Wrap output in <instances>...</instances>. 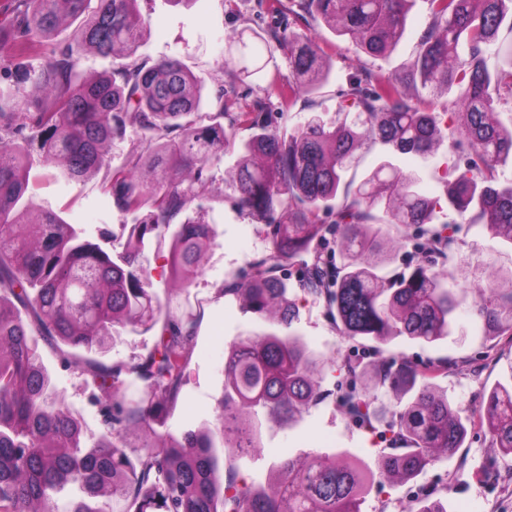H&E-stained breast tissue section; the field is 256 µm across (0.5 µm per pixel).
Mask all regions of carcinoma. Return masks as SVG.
Masks as SVG:
<instances>
[{"label": "carcinoma", "instance_id": "obj_1", "mask_svg": "<svg viewBox=\"0 0 512 512\" xmlns=\"http://www.w3.org/2000/svg\"><path fill=\"white\" fill-rule=\"evenodd\" d=\"M0 19V512H361L376 482L409 481L451 459L467 425L485 427L512 456V384L482 397L476 416H462L436 379L443 358L417 362L390 357L372 370L373 387L359 384L366 353L330 363L342 379L321 390L325 361L298 335L286 267L300 266V292L322 300L346 338L378 345L405 336L433 344L448 336L469 291L448 287L454 228L436 222L439 201L420 190L417 174L383 160L359 184H343L355 152L379 144L427 156L443 137L425 95L457 89V138L472 152L445 185L449 209L468 216L512 246V181L498 167L512 158V126L495 119L512 101V64L492 70L490 51L503 25L512 29V0H423L427 23L411 69L416 95L402 82L366 72L347 96L353 112L319 115L291 130L260 99L231 113L233 89L208 92L176 58L155 64L137 56L139 0H13ZM288 11L326 25L372 57L395 49L416 0H291ZM75 34L56 40L64 22ZM277 47L288 78L277 88L286 101L312 94L327 76L316 45L282 19L270 41H237L235 66L250 76ZM112 58L86 76L85 58ZM209 110L212 123L201 125ZM230 116L229 128L222 120ZM241 160L225 181L238 209L263 225L265 253L222 289L275 329L239 338L224 357L218 413L205 431L164 429L190 366L200 315L189 299H161L150 280L146 243L169 240L175 288L184 293L211 242L212 228L187 215L208 190L209 164L235 143ZM131 137L124 164L108 165V148ZM65 181L104 173L114 208L136 216L122 251L108 253L64 218V210L32 199L33 172ZM336 202V220L320 213ZM421 260L396 276L374 259L390 229ZM342 254L338 268L326 251ZM474 312L486 335L512 329V287L485 270L474 282ZM157 330L148 353L133 362L98 359L124 335ZM61 368H76L90 387L102 435L83 439L81 419L52 401V376L39 345ZM391 391L398 410H383L374 388ZM328 397L359 427L385 425L390 446L375 466L345 454H303L273 461L265 485L241 477L238 462L262 448L273 427L291 428ZM140 442H129L132 435ZM224 450L226 479L215 474ZM73 485L80 496L60 506ZM444 489L422 487L414 512H448ZM112 499V509L93 506Z\"/></svg>", "mask_w": 512, "mask_h": 512}]
</instances>
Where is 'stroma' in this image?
I'll use <instances>...</instances> for the list:
<instances>
[{
    "mask_svg": "<svg viewBox=\"0 0 512 512\" xmlns=\"http://www.w3.org/2000/svg\"><path fill=\"white\" fill-rule=\"evenodd\" d=\"M289 4L290 0H233L229 6L223 0H145L140 6L142 38L138 54L152 62L177 58L209 89L220 81L233 84L234 111H249L256 99H266L271 111L283 113L285 125L293 127L314 114L334 119L344 93L362 72L403 76L415 60L419 35L427 22L426 6L423 0H417L394 52L375 59L359 52L327 26L291 17L292 28L308 35L319 46L329 67V77L313 95L311 106L300 102L289 106L274 91L275 85L288 74V62L282 51L263 56V70L243 80L236 79L228 65L235 39L267 37L280 19V10ZM469 151L466 142L450 135L436 145L431 155L400 154L395 163L402 170L422 176L425 193L438 198L444 194L448 173ZM238 157L237 151L228 150L214 162L209 195L200 202L201 212L212 227L213 239L201 270L188 289L192 306L200 311L202 320L185 384L176 408L166 420L167 430L175 434L211 426L224 383L225 349L238 337L269 328L268 322L221 293L225 281L247 271L267 248L261 225L251 223L224 197V180ZM102 181L99 175L79 182L45 181L36 188L34 201L41 206H66L65 218L69 223L81 228L88 239L117 251L126 240L125 226L132 218L115 210L101 187ZM437 216L439 222L458 227L457 260L452 265L457 286L472 285L478 272L489 265L502 276L512 275V247L451 210L440 209ZM295 302L299 332L312 351L326 359L352 351V342L341 336L322 301L299 294ZM383 353L420 361H452V369L438 384L466 415L475 410L487 389L512 379V335H485L481 320L466 307L458 310L448 337L433 344L397 337L384 344ZM41 354L53 371L56 403L80 416L86 438H97L101 427L82 376L75 370L59 369L57 357L49 348H42ZM263 446L262 455L242 468L247 480L265 481L271 460L284 453L344 451L370 465L385 443L380 435L355 426L337 410L334 402L327 400L312 407L296 427L267 431ZM491 460L497 461L500 472L493 484L486 483L481 475L483 466ZM430 484L447 488L449 512H512V459L499 456L488 433L477 426L469 427L463 447L450 461L427 468L414 483L393 488L373 486L362 510L405 512L413 499L412 488Z\"/></svg>",
    "mask_w": 512,
    "mask_h": 512,
    "instance_id": "1",
    "label": "stroma"
}]
</instances>
